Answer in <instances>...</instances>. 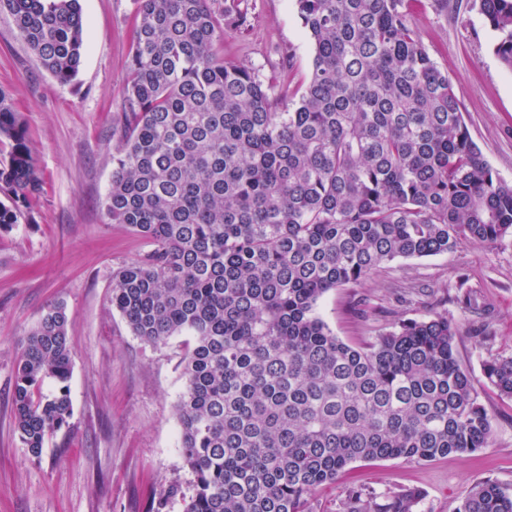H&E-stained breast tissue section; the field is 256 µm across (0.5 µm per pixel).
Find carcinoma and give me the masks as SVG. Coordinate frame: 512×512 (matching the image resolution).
<instances>
[{"mask_svg": "<svg viewBox=\"0 0 512 512\" xmlns=\"http://www.w3.org/2000/svg\"><path fill=\"white\" fill-rule=\"evenodd\" d=\"M122 142L107 216L151 249L112 273L110 303L140 339L186 336L175 405L190 493L183 512H309L355 462L431 461L490 447L491 418L442 314L403 320L365 346L317 313L328 291L398 258L512 235V184L472 140L409 25L407 0H295L313 47L298 100L274 110L256 70L217 58L224 0H137ZM38 64L72 82L86 45L79 0H0ZM512 71V0H479ZM0 230L40 177L0 88ZM71 315L47 305L13 386L35 457L69 426ZM512 399V357L482 364ZM415 490L351 489L345 512H413ZM457 512H512L493 481Z\"/></svg>", "mask_w": 512, "mask_h": 512, "instance_id": "1", "label": "carcinoma"}]
</instances>
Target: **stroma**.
<instances>
[{
	"label": "stroma",
	"mask_w": 512,
	"mask_h": 512,
	"mask_svg": "<svg viewBox=\"0 0 512 512\" xmlns=\"http://www.w3.org/2000/svg\"><path fill=\"white\" fill-rule=\"evenodd\" d=\"M440 12L409 0L408 18L447 73L474 142L512 182V72L493 52L494 32L473 0ZM246 21L215 45L229 64L253 67L285 109L312 66L293 0H224ZM87 44L77 77L58 83L41 68L11 15L0 12V88L27 128L42 180L19 223L0 230V512H149L154 497L180 487L163 512H183L193 476L180 456L175 404L184 386L182 337L155 346L134 336L109 296L112 273L145 254L147 241L110 221L105 198L123 127V89L134 41V0H80ZM62 303L73 417L41 457L14 430V373L27 333L44 308ZM317 311L333 333L362 345L401 320L438 313L461 326V366L493 420L491 447L429 462L351 464L318 488L310 512H344L350 488L384 494L414 489L415 512H457L487 480L512 492V400L482 374L491 357L512 356V236L492 246L389 262L366 280L329 291Z\"/></svg>",
	"instance_id": "obj_1"
}]
</instances>
